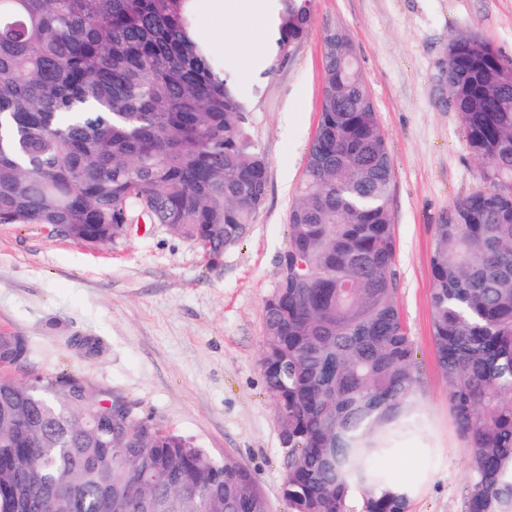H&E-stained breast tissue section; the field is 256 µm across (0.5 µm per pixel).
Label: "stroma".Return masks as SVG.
Instances as JSON below:
<instances>
[{"mask_svg":"<svg viewBox=\"0 0 512 512\" xmlns=\"http://www.w3.org/2000/svg\"><path fill=\"white\" fill-rule=\"evenodd\" d=\"M313 25L287 56L272 27L252 32L227 0H196L200 35L229 56L249 131L268 161L266 200L248 235L209 261L162 224H133L103 245L44 224H0V332L26 337L20 381L72 373L99 398L137 403L142 416L253 474L270 512H288L282 449L260 359L264 306L288 247L320 117L327 30L351 40L393 163L396 295L423 374L424 425L396 442L422 449L423 479L408 512H466L468 451L448 407L432 341L434 227L455 198L483 185V166L439 81L449 41L476 32L512 58V0H313ZM96 341L88 355L67 337Z\"/></svg>","mask_w":512,"mask_h":512,"instance_id":"stroma-1","label":"stroma"}]
</instances>
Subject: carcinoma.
Here are the masks:
<instances>
[{
	"mask_svg": "<svg viewBox=\"0 0 512 512\" xmlns=\"http://www.w3.org/2000/svg\"><path fill=\"white\" fill-rule=\"evenodd\" d=\"M196 0H0V224L107 243L143 209L210 258L262 207L268 162L235 73L198 34ZM275 45L311 28L280 0ZM445 88L483 186L435 225L432 340L466 440L467 512H512V60L448 43ZM393 166L354 48L324 36L320 119L288 248L265 303L261 370L288 435V512H408L378 459L420 428L422 376L396 302ZM0 334V367L27 363ZM269 512L251 471L217 460L69 375L0 377V512Z\"/></svg>",
	"mask_w": 512,
	"mask_h": 512,
	"instance_id": "cac0c4a2",
	"label": "carcinoma"
}]
</instances>
